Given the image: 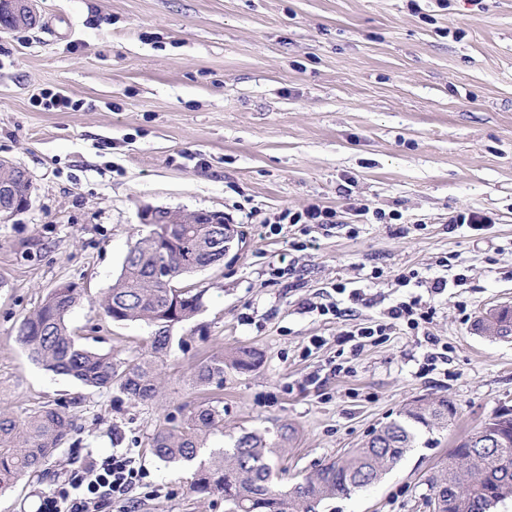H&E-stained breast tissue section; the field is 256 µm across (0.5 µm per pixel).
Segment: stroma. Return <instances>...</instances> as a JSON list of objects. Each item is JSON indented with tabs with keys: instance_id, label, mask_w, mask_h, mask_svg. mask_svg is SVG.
I'll list each match as a JSON object with an SVG mask.
<instances>
[{
	"instance_id": "stroma-1",
	"label": "stroma",
	"mask_w": 512,
	"mask_h": 512,
	"mask_svg": "<svg viewBox=\"0 0 512 512\" xmlns=\"http://www.w3.org/2000/svg\"><path fill=\"white\" fill-rule=\"evenodd\" d=\"M39 22L0 32V159L20 164L31 205L0 222V408L61 404L80 427L51 477L0 488V512H37L68 465L133 449L145 478L129 512H224L190 493V462L150 437L183 406L224 403V436L294 431L291 486L360 447L408 403L445 397L457 414L434 447L409 449L368 489L323 512H425L426 479L457 441L512 408V342L476 328L512 304V0H35ZM70 104L45 109V93ZM219 211L243 244L188 278L204 307L173 332L159 401L96 389L31 363L16 339L62 281L84 289L67 316L79 342L118 360L141 352L142 321L102 300L138 235L141 207ZM330 226L265 219L311 206ZM478 212L488 230L449 229ZM287 265L291 277H279ZM461 279L431 298L434 346L406 327L352 352L337 283L364 289L358 321L417 295L400 274ZM319 348H312V341ZM256 351L223 388L192 379L208 356ZM348 363L333 374L332 363Z\"/></svg>"
}]
</instances>
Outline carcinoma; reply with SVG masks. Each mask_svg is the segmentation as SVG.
I'll return each instance as SVG.
<instances>
[{
  "mask_svg": "<svg viewBox=\"0 0 512 512\" xmlns=\"http://www.w3.org/2000/svg\"><path fill=\"white\" fill-rule=\"evenodd\" d=\"M0 20L12 30L37 24L35 16L18 19L6 0H0ZM170 228L172 242L160 244L150 231L130 245L102 302L114 322L144 321L154 327L138 356L118 361L110 352L77 343L66 317L80 300L81 288L63 282L21 323L17 339L29 359L84 386L115 385L136 401H155L171 332L203 308L202 292L182 286L181 280L224 259V225ZM477 326L491 338L511 340L512 307L488 313ZM226 366L249 370L255 366V353L242 349L229 358L211 356L194 375L196 386L223 385ZM455 414L446 398H419L361 447L325 463L287 490L275 481L277 449L264 434L245 432L227 448L208 446L210 436L224 433V407L211 400L197 404L178 422L169 418L159 425L150 448L164 462L195 463L190 491L221 495L227 512H320L325 502L348 498L378 482L422 435L448 430ZM77 431L74 415L60 405H44L21 421L0 412V486L44 476L55 452ZM427 485L426 506L432 512H494L512 498V409L497 412L463 437L450 453L448 467L430 475Z\"/></svg>",
  "mask_w": 512,
  "mask_h": 512,
  "instance_id": "carcinoma-1",
  "label": "carcinoma"
}]
</instances>
